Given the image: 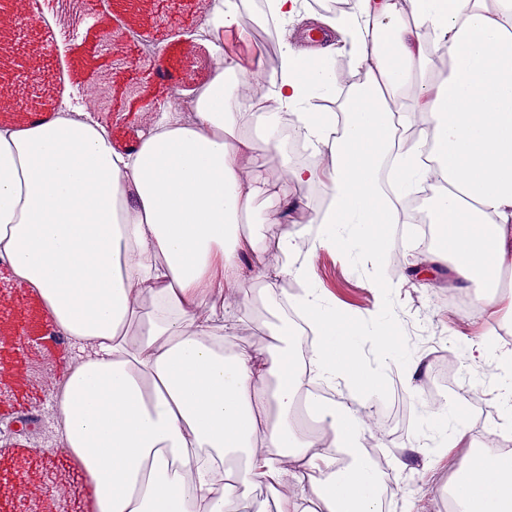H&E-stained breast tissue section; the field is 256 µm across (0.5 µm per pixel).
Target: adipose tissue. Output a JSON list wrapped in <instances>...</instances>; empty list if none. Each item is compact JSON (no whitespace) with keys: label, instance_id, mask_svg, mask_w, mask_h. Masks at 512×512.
<instances>
[{"label":"adipose tissue","instance_id":"ef3b65f1","mask_svg":"<svg viewBox=\"0 0 512 512\" xmlns=\"http://www.w3.org/2000/svg\"><path fill=\"white\" fill-rule=\"evenodd\" d=\"M248 13L247 0H216L207 20L216 57L191 115L167 100L131 148L66 98L0 117V263L72 352L45 416L84 481L87 512H228L255 480L300 485L280 494L278 512H382L361 419L305 393L316 378L360 396L378 385L361 328L322 303L306 267L274 273L303 282L289 303L310 336H284L269 355L224 348V290L255 245L246 226L260 197L296 207L290 185L324 184L320 243L379 267L398 202L439 181L425 201L438 238L428 265L512 326V290L500 287L512 271V0H356L354 15L313 17L321 42L283 46L278 64L252 71L220 45L244 32ZM355 35L366 79L339 112L321 110L316 95L336 84L328 56ZM435 49L450 69L431 81ZM414 74L421 129L386 185L395 109ZM254 80L266 86L261 107L241 92ZM283 112L316 161L288 166V185L273 188L244 163L280 155ZM303 345L305 369L292 357ZM426 420L440 448L468 437L456 406ZM448 492L457 512H512V453L470 450Z\"/></svg>","mask_w":512,"mask_h":512}]
</instances>
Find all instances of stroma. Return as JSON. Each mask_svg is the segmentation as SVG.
Masks as SVG:
<instances>
[{"mask_svg": "<svg viewBox=\"0 0 512 512\" xmlns=\"http://www.w3.org/2000/svg\"><path fill=\"white\" fill-rule=\"evenodd\" d=\"M92 23L82 24L73 36H66L59 19L19 16L11 2L0 5V37L25 28L27 40L6 63L12 70L17 97L11 98V112L30 103L38 112L60 104L64 85L78 87L82 99L97 98V113L107 121L118 145L133 144L141 131L157 119L162 101L186 99L209 75L212 63L209 44L201 37L203 23L211 9L210 0H141L131 8L125 0H86ZM161 54L150 53V45ZM225 53L237 56L244 67L258 61L275 64L263 28L251 25L239 37H224ZM301 208L285 211L282 224L265 221L275 200L258 201L249 231L256 239L255 250L242 261L243 275L225 296L236 304V326L228 343L245 345L253 322H262L273 332L287 323L289 314L280 299L287 291H301L302 285L290 276L275 283L256 278L266 269V260L282 228L301 237H317L319 227L311 223L308 190H301ZM392 248L401 251L404 264L393 275H384L386 296L383 306L368 307L366 298L376 295L371 276L353 254L330 247L308 251L295 249L287 258L289 267L308 264L312 284L324 303L347 312L362 329L360 350L372 369L382 377L369 399L356 402L365 422L363 443H379L395 480L409 484L405 502L388 501L383 512H441L442 488L457 469L464 449L440 455L438 435L425 422L426 410L445 400L461 407L468 420L473 445H483L493 434L491 417L500 415L494 370L468 359L466 350L475 342H489L495 355L512 353V340L495 339L493 323L476 307L460 310L453 306L464 298L447 271L422 268V257L409 244L403 225L392 228ZM396 321L400 350L420 358L418 388L407 387L400 377L396 356L380 352L371 337L383 319ZM42 317L23 288L10 281L0 268V332L7 336L23 333L25 345L14 348L0 344V427L14 417L43 406L51 384L70 362L64 343L41 330ZM444 342L458 358V367L449 385L438 386L437 357L433 346ZM55 433L46 419H39L25 435L0 436V466L9 467L20 457L31 460L32 484L44 476L60 473L65 478L62 491L69 512H85L83 481L63 451L54 450Z\"/></svg>", "mask_w": 512, "mask_h": 512, "instance_id": "obj_1", "label": "stroma"}]
</instances>
